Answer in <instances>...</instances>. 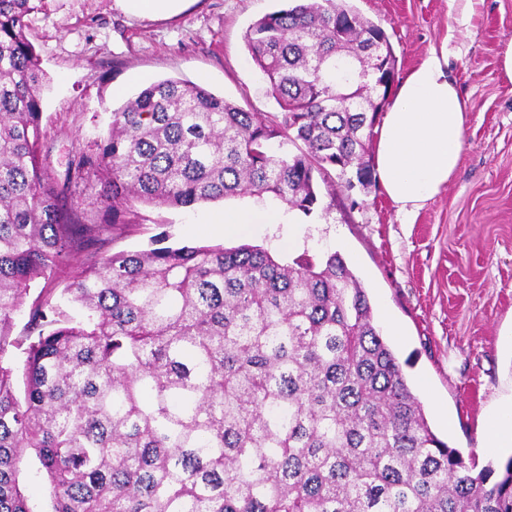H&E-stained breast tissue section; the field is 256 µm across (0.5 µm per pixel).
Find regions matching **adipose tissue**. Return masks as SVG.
<instances>
[{"instance_id":"obj_1","label":"adipose tissue","mask_w":512,"mask_h":512,"mask_svg":"<svg viewBox=\"0 0 512 512\" xmlns=\"http://www.w3.org/2000/svg\"><path fill=\"white\" fill-rule=\"evenodd\" d=\"M468 118L447 54H431L400 84L378 129L375 169L405 220L454 176Z\"/></svg>"}]
</instances>
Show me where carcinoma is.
<instances>
[{
	"label": "carcinoma",
	"instance_id": "cac0c4a2",
	"mask_svg": "<svg viewBox=\"0 0 512 512\" xmlns=\"http://www.w3.org/2000/svg\"><path fill=\"white\" fill-rule=\"evenodd\" d=\"M35 9L0 0V356L31 290L77 255L82 183L101 184L87 238L138 204L268 195L309 216L316 177L333 193L370 183L396 59L346 0H292L249 25L280 112L154 81L61 170L42 141ZM277 138L295 150L273 152ZM165 242L33 298L23 393L0 359V512H31L29 452L52 512H512V458L479 469L433 432L340 253Z\"/></svg>",
	"mask_w": 512,
	"mask_h": 512
}]
</instances>
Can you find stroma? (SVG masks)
<instances>
[{"label": "stroma", "instance_id": "stroma-1", "mask_svg": "<svg viewBox=\"0 0 512 512\" xmlns=\"http://www.w3.org/2000/svg\"><path fill=\"white\" fill-rule=\"evenodd\" d=\"M387 32L404 80L431 52L447 50L448 74L469 112L458 171L403 223L379 181L337 190L329 210L300 217L295 254L340 252L363 283L383 337L438 437L478 465L507 453L483 446L484 420L512 399V82L501 54L512 39V0H477L471 27L448 0H352ZM275 0H194L173 17L125 14L115 0H41L26 36L46 74L41 129L53 160L96 141L113 110L166 78L189 81L258 114L278 104L245 43L248 26ZM123 95H115V87ZM253 197L191 207L137 205L138 221L100 232L78 261L49 280L63 289L78 263L172 245L260 246L276 258L287 224L228 235L218 217L256 205Z\"/></svg>", "mask_w": 512, "mask_h": 512}]
</instances>
